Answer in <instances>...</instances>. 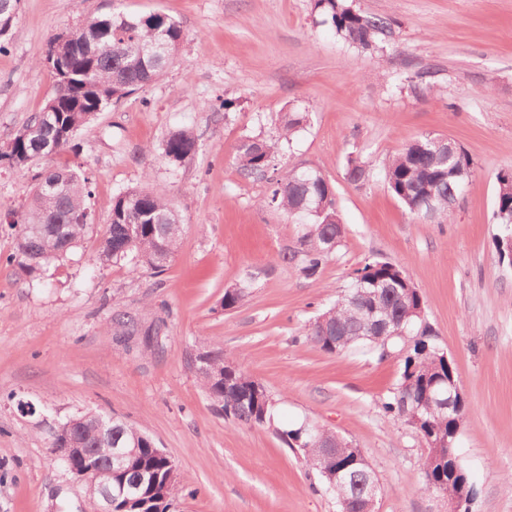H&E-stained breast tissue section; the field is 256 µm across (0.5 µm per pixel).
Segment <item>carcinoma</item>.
<instances>
[{"label": "carcinoma", "mask_w": 512, "mask_h": 512, "mask_svg": "<svg viewBox=\"0 0 512 512\" xmlns=\"http://www.w3.org/2000/svg\"><path fill=\"white\" fill-rule=\"evenodd\" d=\"M19 0H0V37L12 27ZM313 10L330 25L336 36L363 53L379 51L383 38L392 34L391 22L377 15L355 9L351 0H313ZM184 38L180 25L160 13L129 15L111 13L90 17L77 30L58 35L49 44L53 57L52 72L56 88L51 100L55 113L39 120L35 113L24 125L32 131L26 140L18 136L0 144V162L11 167L43 151V157L66 150L81 127L110 105L142 89L163 75L177 57ZM306 115L286 112L280 131L271 139H245L236 148L238 168L243 174L272 173L267 179L264 204L301 226V249L282 259L298 261L307 276L315 275L336 252L344 234L339 215L336 189L321 171L290 168L276 171L274 161L281 141H290L303 129ZM197 137L192 130L170 132L161 144L162 155L171 162H183L197 151ZM474 172L470 156L449 138L422 135L390 157L384 164L387 190L415 219L447 218L462 187ZM368 165L355 157L347 160V180L358 185L366 181ZM495 213L505 228L498 239L499 262L512 265V172L497 178ZM90 179L68 167L49 173L39 183L28 208L27 217L15 232L14 251L8 261L27 277L35 278L43 266L63 259L78 243L86 229L71 224L69 217L87 210L91 195ZM184 224L161 187L128 188L112 199L111 219L96 254L104 267L127 260L155 273L164 270L180 247ZM250 283L240 281L224 290L223 306L235 308L249 295ZM385 318L391 328L401 327L406 335L378 343L372 337L382 334L373 320ZM122 335L139 332L138 320L128 314L112 319ZM340 341L334 350L321 341V328ZM306 341L328 354L351 349H384L404 355L399 381L384 403L387 413L409 424L428 449L423 462L424 490L442 496L457 493L458 480L452 469L464 470L456 449L439 448L437 443L459 429L466 404L448 414L430 405L440 392L448 389L451 368L445 352L435 343V331L425 316L423 300L411 275L389 261L368 262L353 272L347 293L304 327ZM209 372L198 376L203 388L224 416L235 421L264 426L274 422L275 403L264 387L248 376L236 362L224 357V351H209ZM59 445L72 442L87 449L76 464L83 468L108 464L102 448H129L139 445L127 458L124 471L112 482L122 481L128 473L152 470L159 483L149 487L141 498L113 501V512H157L168 509L161 491L166 473L163 460L152 449V439L141 430L108 415L81 411L57 418L51 428ZM283 442L301 438L311 442L309 426L302 422L279 428ZM325 448H311L303 455L305 465L327 482L324 472L344 470L345 486L337 499L339 512H364L365 499L377 477L364 458L356 459L352 443L330 430H315Z\"/></svg>", "instance_id": "cac0c4a2"}]
</instances>
